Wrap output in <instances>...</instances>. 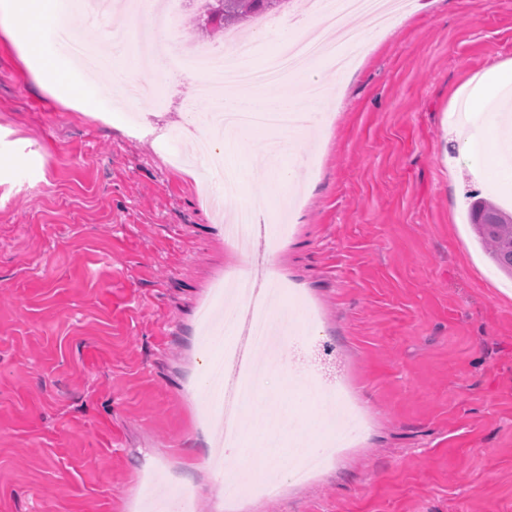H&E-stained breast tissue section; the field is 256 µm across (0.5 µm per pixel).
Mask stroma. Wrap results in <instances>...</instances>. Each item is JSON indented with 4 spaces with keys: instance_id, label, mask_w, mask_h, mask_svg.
Returning <instances> with one entry per match:
<instances>
[{
    "instance_id": "1",
    "label": "stroma",
    "mask_w": 512,
    "mask_h": 512,
    "mask_svg": "<svg viewBox=\"0 0 512 512\" xmlns=\"http://www.w3.org/2000/svg\"><path fill=\"white\" fill-rule=\"evenodd\" d=\"M512 64V0H413L355 59L326 129L302 148L290 213L267 152L248 192L288 220L275 285L317 317L283 342L258 413L287 466L318 432L310 387L339 382L355 447L305 487L225 508L201 469L199 309L239 274L213 183L186 132L197 88L161 81L162 110L113 99L101 118L56 98L0 37V512H512V280L464 216L502 201L468 159L462 107Z\"/></svg>"
}]
</instances>
